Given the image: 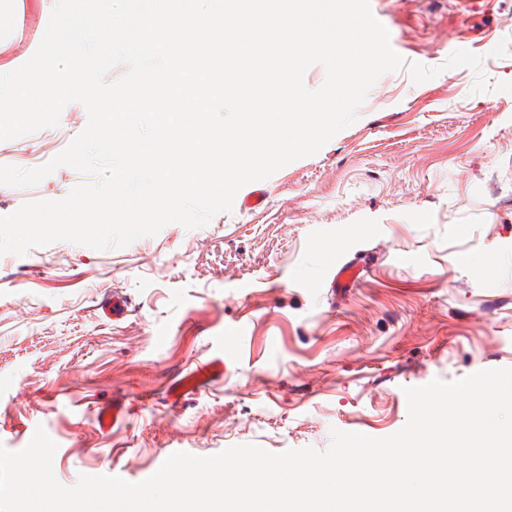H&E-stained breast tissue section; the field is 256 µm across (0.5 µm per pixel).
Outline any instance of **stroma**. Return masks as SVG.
<instances>
[{
  "label": "stroma",
  "instance_id": "1",
  "mask_svg": "<svg viewBox=\"0 0 512 512\" xmlns=\"http://www.w3.org/2000/svg\"><path fill=\"white\" fill-rule=\"evenodd\" d=\"M55 0L0 12V66L28 60ZM404 67L368 91L357 120L316 154L259 181L264 202L120 249L69 242L0 255V444L37 427L53 472L140 482L173 453L254 444L327 450L331 429L387 437L405 388L512 368V0H370ZM0 141V166L35 168L87 125ZM85 175L58 167L38 186H0V216L63 199ZM379 250L359 287L330 296L339 261ZM121 291L132 312L106 318ZM182 400L169 388L213 358ZM125 418L110 433L101 407ZM130 305L131 302L125 295L113 291L111 296L102 301L100 307L104 315L115 322L128 315Z\"/></svg>",
  "mask_w": 512,
  "mask_h": 512
}]
</instances>
